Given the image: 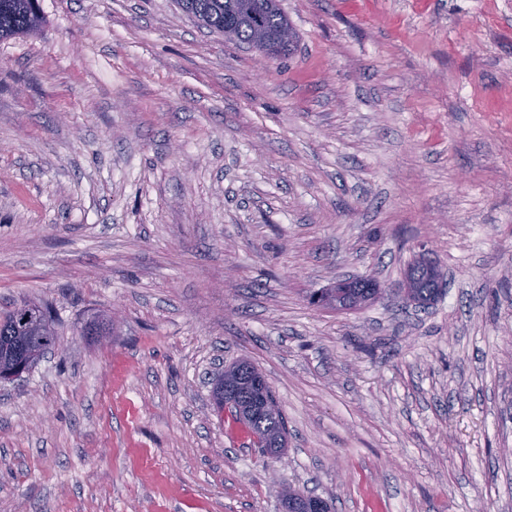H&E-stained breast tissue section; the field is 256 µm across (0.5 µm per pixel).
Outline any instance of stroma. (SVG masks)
<instances>
[{
	"label": "stroma",
	"mask_w": 512,
	"mask_h": 512,
	"mask_svg": "<svg viewBox=\"0 0 512 512\" xmlns=\"http://www.w3.org/2000/svg\"><path fill=\"white\" fill-rule=\"evenodd\" d=\"M40 5L0 41V312L58 340L0 382V512H512V0H281L279 59L175 0ZM242 359L276 456L215 410ZM417 278L419 277L415 278L412 276H406L405 286H403V288H406L408 295L411 293V288H417V294L411 297V299L423 304L434 301L436 298L435 288L441 290L440 288L442 286V278L439 276L432 278L431 280L433 283L430 288H421ZM338 288H345V290H339ZM375 288H377V286L372 288H347L344 286V284L336 283V297H332L328 293L321 291L314 294L312 300L315 302V304L321 307L325 305H332L336 307L338 311H348L353 310V308L350 306L346 290H348L351 294L360 296L362 299L366 300L363 305L365 306L367 303L375 299L373 297ZM363 306L358 309H361ZM248 362V361H247ZM249 366L252 368L253 372L260 373L264 375L255 365L251 362H248ZM244 364L234 365L229 369L224 371V375L219 379L218 385L220 388V392L223 395L224 407L229 406L226 401L227 394L235 389L237 386L243 384V380L247 378L249 374L250 367Z\"/></svg>",
	"instance_id": "obj_1"
}]
</instances>
